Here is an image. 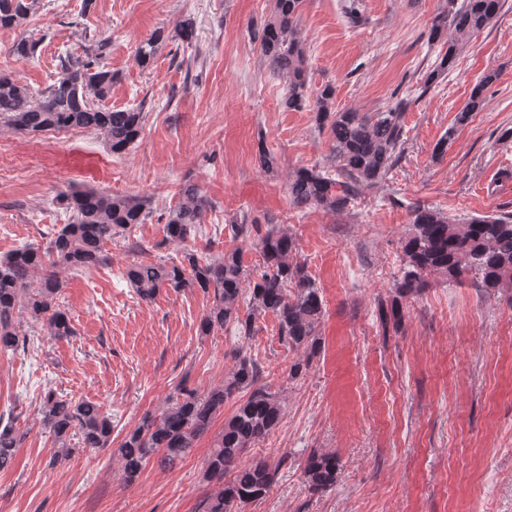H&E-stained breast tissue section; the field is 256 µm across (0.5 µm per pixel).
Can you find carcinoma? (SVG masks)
Returning a JSON list of instances; mask_svg holds the SVG:
<instances>
[{
	"instance_id": "1",
	"label": "carcinoma",
	"mask_w": 512,
	"mask_h": 512,
	"mask_svg": "<svg viewBox=\"0 0 512 512\" xmlns=\"http://www.w3.org/2000/svg\"><path fill=\"white\" fill-rule=\"evenodd\" d=\"M505 0H448L447 9L433 20L432 41L443 40L447 50L429 73L432 82L452 67L460 49L485 29L501 12ZM34 0H0V28L22 24ZM303 0H275L274 13L258 31L260 50L267 69L287 83L284 105L297 110L309 102L304 39L299 25ZM164 32L159 30L136 48V62L149 66L156 57ZM108 45L97 42L85 59H60L62 76L42 91L33 90L10 74H0V125L28 134L46 130L84 128L101 134L114 153L132 147L144 121L142 107L103 108L98 102L112 90L114 74L95 69ZM499 77L484 73L474 84L456 122L464 124L481 110L483 92ZM334 88L326 85L316 95L312 111L318 127L328 130L330 142L326 165L301 168L288 176V196L296 208L319 207L333 213L344 211L362 188L380 185L397 163L407 139L405 110L401 101L383 112L332 110ZM72 222L58 227L46 248L26 244L0 256V354L25 347L21 315L45 324L55 338L73 335L67 313L58 307L64 281L62 273L91 268L105 261L104 246L113 238L145 223L146 204L137 198L95 189H72L57 197ZM208 201L193 184L179 190L177 205L165 225L166 239L185 242L202 223ZM411 232L405 239L403 265L393 284L385 321L398 323L403 302L431 287L430 276L462 282L474 275L473 284L487 292L512 291V214L471 216L453 222L441 212L421 203L409 212ZM234 239H248L259 225L247 215L228 224ZM263 266L250 275L240 251L228 250L215 258H203L192 250L179 263H142L130 266L126 276L137 296L151 301L162 288H198L210 296L199 333L208 336L230 324L243 336L255 331L256 320L271 313L280 341L301 353L289 376L307 371L322 352L321 324L325 304L320 288L297 260V244L291 234L270 224L258 236ZM247 312L241 313V306ZM263 370L247 355L236 358L224 382L204 394L183 384L163 407L146 413L116 449L124 480L138 481L151 462L173 468L189 455L197 440L207 433L224 405L237 404L224 422V430L211 448L204 480L211 486L198 504V512H241V507L263 500L274 481L275 471L264 460L239 466L244 452L267 437L282 417L279 393L262 384ZM42 426L54 437L53 459H69L75 436L81 447L103 450L112 443V418L89 400L73 401L47 390L39 407ZM20 438L11 424L0 425V471L11 467ZM339 460L334 454L311 452L304 464L308 492L324 494L336 485ZM230 480H225L227 474Z\"/></svg>"
}]
</instances>
